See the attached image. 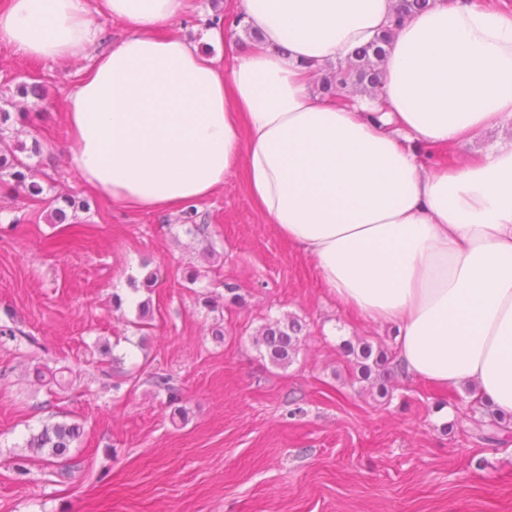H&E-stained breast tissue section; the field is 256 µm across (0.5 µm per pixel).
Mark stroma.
<instances>
[{"label":"stroma","instance_id":"stroma-1","mask_svg":"<svg viewBox=\"0 0 512 512\" xmlns=\"http://www.w3.org/2000/svg\"><path fill=\"white\" fill-rule=\"evenodd\" d=\"M78 68L0 46V108L29 113L18 132L45 143L42 184L91 204L65 230L0 182V512H512V428L478 442L474 424L490 416L463 387L404 376L387 400L353 380L343 341L391 346L394 330L338 303L240 177L197 203L202 234L182 215L87 195L65 150ZM33 81L46 100L17 96ZM149 269L153 288L134 289ZM133 293L149 320L126 303ZM276 319L303 326L284 369L253 344ZM44 367L66 387L40 382ZM156 373L174 378L179 404ZM49 421L83 428L65 476L27 445Z\"/></svg>","mask_w":512,"mask_h":512}]
</instances>
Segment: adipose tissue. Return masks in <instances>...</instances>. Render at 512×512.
<instances>
[{
  "instance_id": "obj_1",
  "label": "adipose tissue",
  "mask_w": 512,
  "mask_h": 512,
  "mask_svg": "<svg viewBox=\"0 0 512 512\" xmlns=\"http://www.w3.org/2000/svg\"><path fill=\"white\" fill-rule=\"evenodd\" d=\"M226 3L215 56L171 31L196 0H0V43L81 62L64 119L88 190L173 215L241 176L337 302L396 327L405 374L512 415V144L452 155L512 122V0ZM100 15L127 35L103 46ZM383 33L375 95L317 90Z\"/></svg>"
}]
</instances>
